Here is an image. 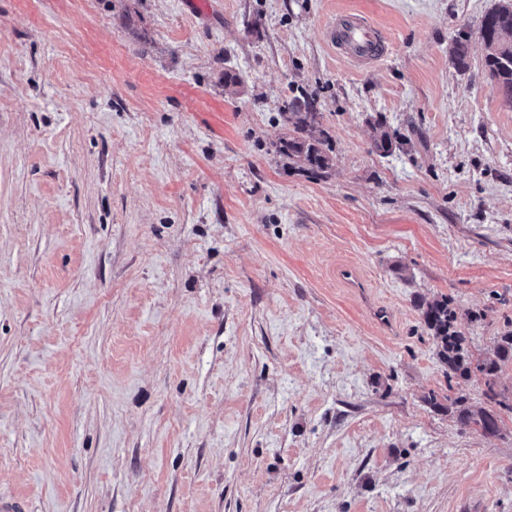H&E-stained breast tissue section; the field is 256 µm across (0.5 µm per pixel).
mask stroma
Returning a JSON list of instances; mask_svg holds the SVG:
<instances>
[{
  "label": "stroma",
  "instance_id": "35a3bbf8",
  "mask_svg": "<svg viewBox=\"0 0 512 512\" xmlns=\"http://www.w3.org/2000/svg\"><path fill=\"white\" fill-rule=\"evenodd\" d=\"M496 2L0 0V494L512 512V414L487 435L430 405L487 402L419 309L450 300L481 358L512 322V106L479 40ZM345 10L386 39L373 66L328 46ZM304 92L330 135L317 181L276 151ZM380 120L401 136L384 157Z\"/></svg>",
  "mask_w": 512,
  "mask_h": 512
}]
</instances>
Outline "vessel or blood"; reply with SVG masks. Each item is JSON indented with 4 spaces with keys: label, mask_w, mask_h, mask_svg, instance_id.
<instances>
[{
    "label": "vessel or blood",
    "mask_w": 512,
    "mask_h": 512,
    "mask_svg": "<svg viewBox=\"0 0 512 512\" xmlns=\"http://www.w3.org/2000/svg\"><path fill=\"white\" fill-rule=\"evenodd\" d=\"M326 41L337 53L357 65L380 61L386 50L383 36L366 16L355 11L333 17L326 29Z\"/></svg>",
    "instance_id": "1"
}]
</instances>
